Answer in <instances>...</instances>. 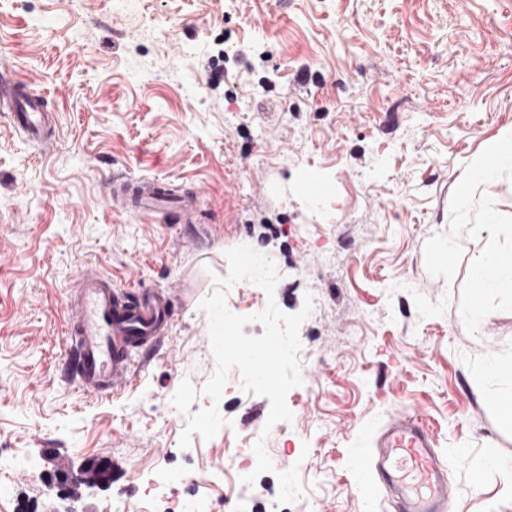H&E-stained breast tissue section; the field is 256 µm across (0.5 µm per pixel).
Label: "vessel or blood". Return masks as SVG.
I'll use <instances>...</instances> for the list:
<instances>
[{"label":"vessel or blood","mask_w":512,"mask_h":512,"mask_svg":"<svg viewBox=\"0 0 512 512\" xmlns=\"http://www.w3.org/2000/svg\"><path fill=\"white\" fill-rule=\"evenodd\" d=\"M0 93L14 98L8 113L12 127L40 146L50 145L44 97L25 94L19 83L6 80L0 82ZM201 198L198 192L175 194L169 181L157 178H116L108 186L115 210L151 218L171 205L185 224L194 223ZM173 308L170 290L118 287L82 272L71 289L65 326L71 346L64 366L76 386L100 397L119 395L134 378L133 352L168 337ZM354 465L369 478L366 492H386L393 512H449L455 493L419 414L391 420L378 433L373 452L358 457Z\"/></svg>","instance_id":"b4317fda"}]
</instances>
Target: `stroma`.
Listing matches in <instances>:
<instances>
[{"instance_id":"stroma-1","label":"stroma","mask_w":512,"mask_h":512,"mask_svg":"<svg viewBox=\"0 0 512 512\" xmlns=\"http://www.w3.org/2000/svg\"><path fill=\"white\" fill-rule=\"evenodd\" d=\"M0 56L56 129L44 149L0 111V512H391L352 460L412 411L465 512H512V424L495 407L512 382L490 370L512 359V295L465 318L475 260L512 247V167L459 190L512 131V0H0ZM115 176L201 191L197 222L113 211ZM242 244L274 262L283 312L313 299L293 419L271 427L269 399L235 374L219 402L202 392L216 362L201 303ZM86 268L176 297L168 341L134 354L114 398L63 366ZM267 301L249 282L226 293L251 336ZM185 381L189 413L215 403L226 424L184 449ZM259 441L273 471L233 481ZM99 458L110 485L75 500L46 486ZM150 469L170 476L160 491Z\"/></svg>"}]
</instances>
